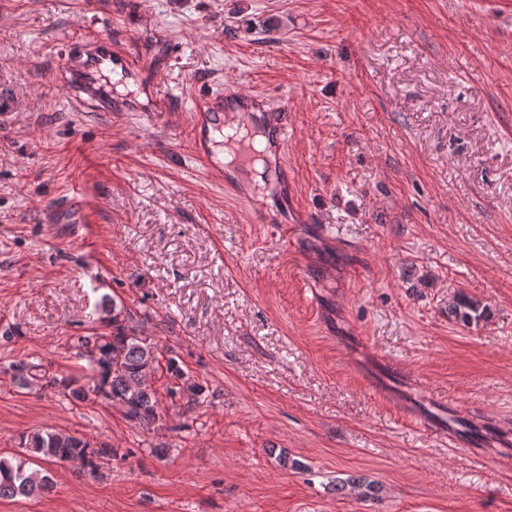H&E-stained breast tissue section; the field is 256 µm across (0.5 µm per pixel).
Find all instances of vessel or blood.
Wrapping results in <instances>:
<instances>
[{"instance_id": "b4317fda", "label": "vessel or blood", "mask_w": 512, "mask_h": 512, "mask_svg": "<svg viewBox=\"0 0 512 512\" xmlns=\"http://www.w3.org/2000/svg\"><path fill=\"white\" fill-rule=\"evenodd\" d=\"M66 68L72 76L77 100L91 111H135V104L113 101L99 85V76L103 71L134 75L140 69L133 55L114 47L111 38L97 35L87 45L73 44L67 53ZM230 100L241 111L258 112L264 116L270 133L268 161L275 174V183L281 187L287 186L288 105L271 104L264 94L246 93L232 84L226 85L222 92L200 94L194 98L192 142L196 160L208 170H220V163L215 161L210 152L209 141L212 135L223 133L224 105Z\"/></svg>"}]
</instances>
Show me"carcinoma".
Masks as SVG:
<instances>
[{
	"mask_svg": "<svg viewBox=\"0 0 512 512\" xmlns=\"http://www.w3.org/2000/svg\"><path fill=\"white\" fill-rule=\"evenodd\" d=\"M98 312L112 332L93 336H79L74 341L76 355L88 356L82 373L46 381L59 388L71 400L84 402L103 399L125 409L128 419L141 427L150 428L162 419L159 402L148 375L156 369V350L135 328L121 319L123 309L115 301L103 298ZM448 316L466 325H480L488 317V308L464 295L448 302ZM19 385L29 387L45 381L42 365L19 361L11 364ZM22 455L11 459L0 456V499L18 496L31 497L51 491L48 476L36 470L29 471V459L55 463H72L97 475L100 465L112 457V449L95 447L82 437L56 431H36L20 436ZM353 488L366 499L379 493L378 485L361 478L336 480V491Z\"/></svg>",
	"mask_w": 512,
	"mask_h": 512,
	"instance_id": "cac0c4a2",
	"label": "carcinoma"
}]
</instances>
